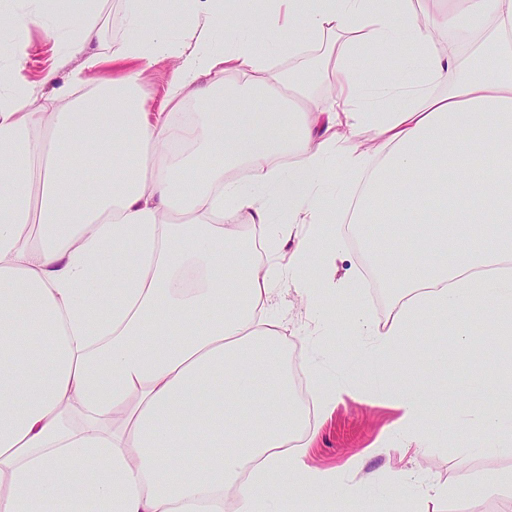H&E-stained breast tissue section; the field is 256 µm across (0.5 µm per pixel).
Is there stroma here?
Masks as SVG:
<instances>
[{"label":"stroma","instance_id":"obj_1","mask_svg":"<svg viewBox=\"0 0 512 512\" xmlns=\"http://www.w3.org/2000/svg\"><path fill=\"white\" fill-rule=\"evenodd\" d=\"M27 35L30 56L18 73L19 79L36 85L45 94L66 84L73 94L82 93L83 84L74 80L79 59L62 60L56 38L40 23L30 24ZM175 65V58L164 54L145 70L142 93L151 109L167 102ZM337 232L347 239L343 250L336 261L318 267L315 274L322 279L359 283L363 313L375 327H383L399 312L402 300L376 283L374 263L353 241L352 226L338 221ZM270 316L279 323L284 339L295 347L301 366H316L335 377L340 386L333 413L319 414L314 419L316 438L304 455L307 465L337 471L343 480L377 491L388 485L400 469L414 474L418 491L429 484L454 486L457 477L466 473L472 483L465 496L419 499L421 512H501L503 501L487 492L484 478L493 472L512 470V447L479 455L458 445L459 439L469 433L464 413L470 400L488 395L500 371L494 360L456 349L451 339L441 335L442 324L436 320L428 330L427 341L447 352V370L425 364L413 369L397 365L400 382L421 387L447 383L455 389L454 400L437 408L438 416L447 420L450 428L447 439L422 452L400 430L399 410L363 395L358 348L344 320L330 323L319 318L314 306L302 300L286 281L274 292Z\"/></svg>","mask_w":512,"mask_h":512}]
</instances>
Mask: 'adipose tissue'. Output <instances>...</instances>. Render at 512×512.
I'll return each instance as SVG.
<instances>
[{"label":"adipose tissue","mask_w":512,"mask_h":512,"mask_svg":"<svg viewBox=\"0 0 512 512\" xmlns=\"http://www.w3.org/2000/svg\"><path fill=\"white\" fill-rule=\"evenodd\" d=\"M125 2L134 35L107 45L102 0H0L16 33L0 45V512H224L228 497L269 512L275 486L284 512H359L365 486L303 460L314 436L265 314L286 279L330 318L336 287L309 270L338 255L345 213L404 299L385 331L348 317L369 344L363 391L400 409L414 441L447 438L434 414L446 386L397 383L388 365L435 317L463 349L480 343L459 327L478 311L512 339V274L492 268L512 258V0H442L425 17L414 0H194L192 45L169 40V0ZM233 16L247 34L209 42ZM34 18L82 57V95L17 79ZM450 31L481 54L442 50ZM336 32L332 104L314 109L269 51L301 57ZM166 51L172 109L153 112L140 67ZM362 56L399 65L363 69ZM106 60L129 68L99 75ZM275 97L282 111L255 123ZM340 143L360 182L342 207L325 191ZM300 224L288 264L269 261ZM470 416L482 452L512 442V370Z\"/></svg>","instance_id":"1"}]
</instances>
